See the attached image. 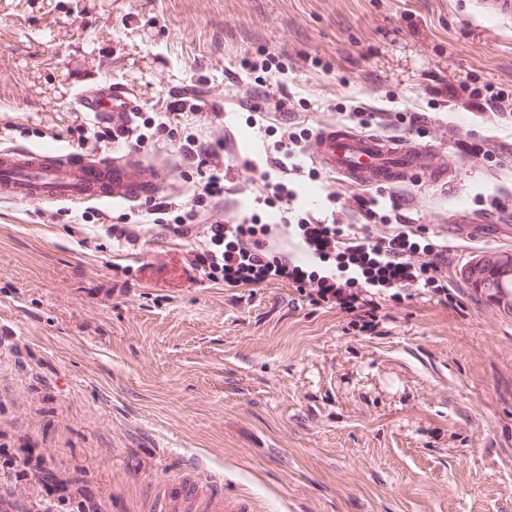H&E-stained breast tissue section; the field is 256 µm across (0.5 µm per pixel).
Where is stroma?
<instances>
[{"label": "stroma", "instance_id": "obj_1", "mask_svg": "<svg viewBox=\"0 0 512 512\" xmlns=\"http://www.w3.org/2000/svg\"><path fill=\"white\" fill-rule=\"evenodd\" d=\"M267 52L284 74L249 70ZM97 79L127 89L132 119L201 111L160 141L88 143L168 168L179 209L209 175L177 151L194 135L224 147L231 213L278 221L262 173L285 127L256 119L260 84L282 86L305 127L351 113L416 117L447 152L494 136L495 161L460 158L449 185L393 208L427 236L454 212L479 220L484 247H512V116L468 102L512 90V27L474 0H0V145H73L74 98ZM293 212L352 223L359 189L295 158ZM0 203V443L37 449L58 481L104 512H145L146 483L180 456L254 497L256 512H512V319L470 289L461 305L386 301L380 328L310 305L280 281L230 287L184 263L198 237L157 228L130 248L82 229V208Z\"/></svg>", "mask_w": 512, "mask_h": 512}]
</instances>
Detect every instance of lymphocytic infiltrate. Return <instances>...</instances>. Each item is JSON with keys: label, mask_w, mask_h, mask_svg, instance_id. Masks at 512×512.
<instances>
[{"label": "lymphocytic infiltrate", "mask_w": 512, "mask_h": 512, "mask_svg": "<svg viewBox=\"0 0 512 512\" xmlns=\"http://www.w3.org/2000/svg\"><path fill=\"white\" fill-rule=\"evenodd\" d=\"M183 162L204 161L210 173L195 206L224 207V156L200 139L189 137L180 146ZM374 198L358 197L367 221L363 224L312 223L227 224L223 219L203 225L206 246L189 250V269L224 280L231 287H257L277 280L306 292L311 304H330L351 312L363 326L374 325L386 300L403 291L420 289L431 301L457 302L460 285L448 276L462 262L458 246L425 238L408 224L373 223ZM44 468L29 448H0V476L7 487L0 501L15 488L37 479Z\"/></svg>", "instance_id": "lymphocytic-infiltrate-1"}]
</instances>
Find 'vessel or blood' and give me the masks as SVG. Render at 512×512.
Instances as JSON below:
<instances>
[{
    "instance_id": "b4317fda",
    "label": "vessel or blood",
    "mask_w": 512,
    "mask_h": 512,
    "mask_svg": "<svg viewBox=\"0 0 512 512\" xmlns=\"http://www.w3.org/2000/svg\"><path fill=\"white\" fill-rule=\"evenodd\" d=\"M76 109L99 124L113 114L135 109L126 92L94 81L76 95ZM309 154L320 171L349 185L386 188L447 183L456 164L435 148L406 138L393 140L355 130L337 121L317 128ZM167 180L166 170L138 154L91 156L70 147L47 150L33 144L0 147V201L57 206L110 202L137 207L155 202ZM146 498L152 512H254L248 497L205 478L198 466L183 460L175 478L149 483Z\"/></svg>"
}]
</instances>
